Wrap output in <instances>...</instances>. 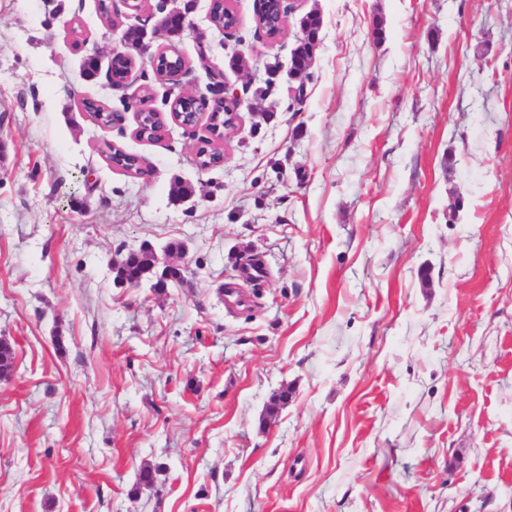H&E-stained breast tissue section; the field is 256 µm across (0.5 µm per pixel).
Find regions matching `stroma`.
<instances>
[{
  "label": "stroma",
  "instance_id": "35a3bbf8",
  "mask_svg": "<svg viewBox=\"0 0 512 512\" xmlns=\"http://www.w3.org/2000/svg\"><path fill=\"white\" fill-rule=\"evenodd\" d=\"M158 2L0 0V512H512V0H288L273 41L255 0L229 35L197 0L178 37ZM131 27L178 82L84 78ZM213 68L243 105L204 169L208 117L168 93ZM172 242L183 283L117 285L114 259ZM322 27V19L318 13L310 11L302 17L300 21L301 42L295 48L294 53L299 56L300 60L310 58L315 55L318 43L317 36Z\"/></svg>",
  "mask_w": 512,
  "mask_h": 512
}]
</instances>
